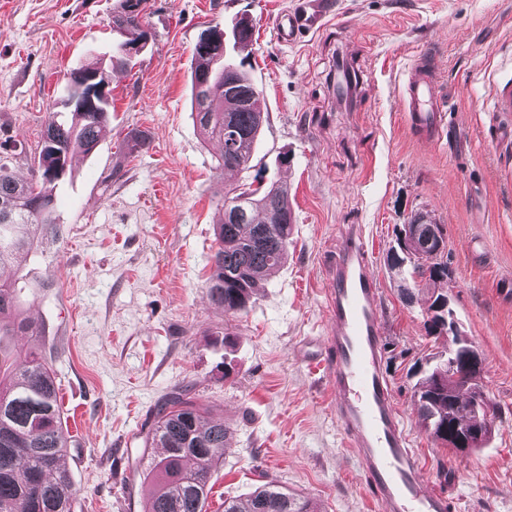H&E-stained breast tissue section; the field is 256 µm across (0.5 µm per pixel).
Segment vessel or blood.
<instances>
[{
    "label": "vessel or blood",
    "instance_id": "b4317fda",
    "mask_svg": "<svg viewBox=\"0 0 512 512\" xmlns=\"http://www.w3.org/2000/svg\"><path fill=\"white\" fill-rule=\"evenodd\" d=\"M328 10H300L276 20L281 42L324 28ZM403 106L410 125L430 143L445 136L432 71L411 68ZM325 290L332 329L326 356L317 362L329 391L328 406L340 426L368 501L376 512H452L447 492L430 485L411 444L384 370V336L378 280L362 235L345 228L329 265Z\"/></svg>",
    "mask_w": 512,
    "mask_h": 512
}]
</instances>
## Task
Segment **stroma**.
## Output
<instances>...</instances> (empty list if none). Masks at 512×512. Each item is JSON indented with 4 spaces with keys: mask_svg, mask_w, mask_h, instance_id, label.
Segmentation results:
<instances>
[{
    "mask_svg": "<svg viewBox=\"0 0 512 512\" xmlns=\"http://www.w3.org/2000/svg\"><path fill=\"white\" fill-rule=\"evenodd\" d=\"M121 2L0 0V141L17 143L14 176H29L69 72L101 66L111 77V122L54 188L58 233L16 267L39 333L13 343L52 355L73 512H143L144 438L177 385L231 431L206 512L267 482L322 512H372L323 374L307 363L326 332L325 266L349 224L370 249L386 373L429 481L456 512H512V0H333L325 29L293 46L274 23L299 0H147L150 36L124 63ZM243 18L252 47L234 58L268 118L250 168L227 175L191 109L192 50L203 30L228 33ZM421 58L451 131L439 145L419 139L402 107ZM257 177L287 185L294 233L287 262L231 314L204 290L218 199ZM423 214L443 227L442 288L500 410L468 455L433 441L413 396L418 365L448 347L423 327L433 288L386 262L400 225Z\"/></svg>",
    "mask_w": 512,
    "mask_h": 512,
    "instance_id": "stroma-1",
    "label": "stroma"
}]
</instances>
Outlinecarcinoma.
<instances>
[{
    "label": "carcinoma",
    "mask_w": 512,
    "mask_h": 512,
    "mask_svg": "<svg viewBox=\"0 0 512 512\" xmlns=\"http://www.w3.org/2000/svg\"><path fill=\"white\" fill-rule=\"evenodd\" d=\"M145 0H125L119 20L129 38L124 47L146 37ZM193 108L202 137L222 144L218 167L246 169L264 121L261 94L247 72L230 58L224 32L209 28L193 46ZM66 118L49 124L41 138L35 179L19 181L0 163V340L21 336L31 325L22 318L19 279L12 273L17 254L38 237L57 233L52 190L70 170L72 156L88 154L112 118L110 77L102 67L69 74ZM222 218L216 225L208 301L226 313L247 311L257 284L287 260L293 211L288 187L231 186L220 195ZM442 225L416 230L413 251L436 250ZM445 251L435 258L396 252L391 267L434 284L448 279ZM454 318L448 295L437 292L427 307V335ZM480 388L477 375L459 364L434 363L414 386L417 410L434 441L448 446V432L474 422L472 402ZM151 445L160 453L145 469L150 493L144 512H205L213 469L230 438L224 423L174 387L157 407ZM77 494L67 467L58 387L52 364L37 350L0 348V512H71ZM224 512H321L318 504L268 482L245 502H224Z\"/></svg>",
    "instance_id": "1"
}]
</instances>
